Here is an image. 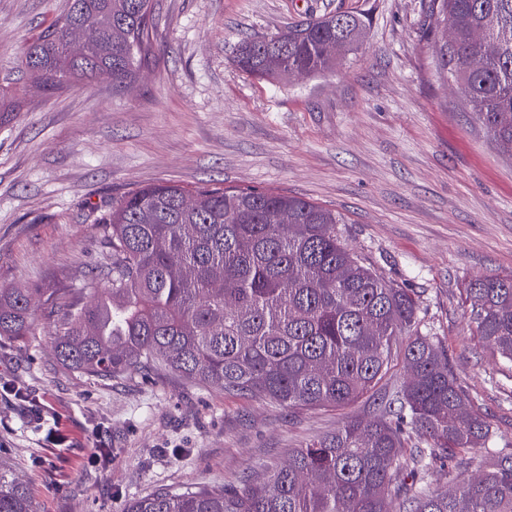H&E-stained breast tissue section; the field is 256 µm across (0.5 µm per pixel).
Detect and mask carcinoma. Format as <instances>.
Wrapping results in <instances>:
<instances>
[{"mask_svg":"<svg viewBox=\"0 0 512 512\" xmlns=\"http://www.w3.org/2000/svg\"><path fill=\"white\" fill-rule=\"evenodd\" d=\"M451 45L438 54L466 108L512 157V0H430ZM153 0H67L21 60L46 90L102 74L127 87L152 62ZM366 22L336 13L247 39L236 66L263 79L336 68ZM336 211L273 190L161 182L112 201L103 219L105 288L66 305L65 288H0V336L33 335L35 311L66 306L55 345L66 368L104 379L169 373L288 409L381 396L369 418L294 448L234 490L160 488L127 512H512V451L431 488L430 470L466 468L492 425L422 332L414 294L387 283L342 242ZM472 334L512 365V275L460 292ZM403 356L406 384L381 394ZM0 512H36L0 460Z\"/></svg>","mask_w":512,"mask_h":512,"instance_id":"carcinoma-1","label":"carcinoma"}]
</instances>
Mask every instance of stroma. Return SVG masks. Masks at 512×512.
I'll return each mask as SVG.
<instances>
[{"label":"stroma","mask_w":512,"mask_h":512,"mask_svg":"<svg viewBox=\"0 0 512 512\" xmlns=\"http://www.w3.org/2000/svg\"><path fill=\"white\" fill-rule=\"evenodd\" d=\"M66 0H0V288L63 285L84 303L107 251L113 198L158 182L270 189L336 210L343 240L419 316L475 404L494 450L512 448V367L468 331L460 298L477 276L512 274V159L440 73L429 0H154V58L125 90L101 76L50 92L22 72L25 46ZM363 17L361 48L332 72L258 80L242 40L328 13ZM59 317L0 337V455L37 512H125L158 488L232 489L252 471L363 416L278 408L172 375L105 380L61 366ZM111 456L89 467L94 445Z\"/></svg>","instance_id":"obj_1"}]
</instances>
